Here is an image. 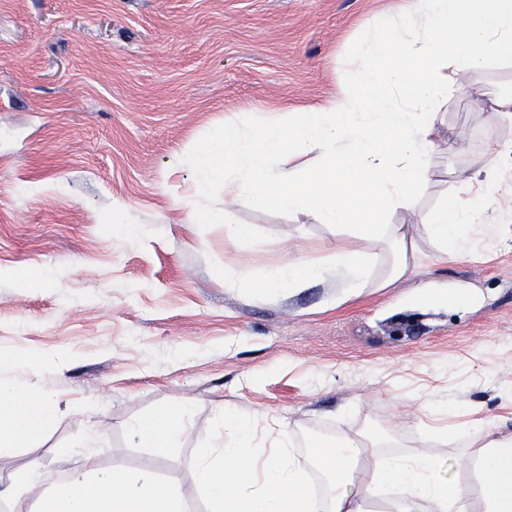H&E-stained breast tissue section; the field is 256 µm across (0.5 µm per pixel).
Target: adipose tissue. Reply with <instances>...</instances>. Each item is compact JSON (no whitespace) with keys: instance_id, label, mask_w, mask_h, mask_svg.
Returning <instances> with one entry per match:
<instances>
[{"instance_id":"adipose-tissue-1","label":"adipose tissue","mask_w":512,"mask_h":512,"mask_svg":"<svg viewBox=\"0 0 512 512\" xmlns=\"http://www.w3.org/2000/svg\"><path fill=\"white\" fill-rule=\"evenodd\" d=\"M511 60L512 0H411L399 20L376 26L356 44L348 81L324 103L273 114L246 132L228 122L189 146L173 161L194 174L188 204L198 218L223 224L225 238L245 247L252 243L245 225L224 223L209 207L218 191L228 206L275 208L336 228L338 242L327 256L291 257L258 271L245 266L225 286L294 293L332 278L342 302L365 288L417 279L424 299L465 304V290L425 280L419 243L427 241L444 256L468 254L477 244L498 250L493 230L475 242L468 229L490 215L512 220V208L501 206L503 175L512 171V141L492 142L475 171L459 155L461 189L420 214L421 239L387 217L410 208L430 174L440 106L465 92V75ZM19 365L0 357V458L27 447L59 415L53 395L16 384ZM187 411L173 406L133 425V445L167 454L185 429ZM217 428L221 442L203 449L197 466L207 512H372L377 498L387 500V512H512V430L506 418L486 416L478 407L470 428L437 433L461 443L457 464L471 474L467 485L449 474L441 458L380 456L393 441L388 431L316 442L305 462L285 423L266 442L249 417L227 409L218 412ZM359 455L369 476L358 484L352 460ZM312 470L320 486L309 481ZM0 501L10 503L12 512L196 509L177 483L150 472L97 467L90 453L83 470L64 480L32 469L0 482Z\"/></svg>"}]
</instances>
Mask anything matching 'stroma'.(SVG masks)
Wrapping results in <instances>:
<instances>
[{"instance_id":"35a3bbf8","label":"stroma","mask_w":512,"mask_h":512,"mask_svg":"<svg viewBox=\"0 0 512 512\" xmlns=\"http://www.w3.org/2000/svg\"><path fill=\"white\" fill-rule=\"evenodd\" d=\"M405 0H0V353L35 364L18 382L49 391L62 413L0 473L58 459L94 434L100 466L154 473L200 502L195 461L222 408L248 412L259 437L284 419L307 458L322 439L360 426L387 430L402 454L452 460L417 419L472 408L512 414V222L502 246L430 263L428 276L471 293L460 309L428 305L415 283L369 288L340 306L316 284L296 295L224 285L261 268L327 253L336 229L241 206L244 248L220 224H196L183 199L193 175L171 169L186 145L224 121L328 99L351 53ZM441 107L438 152L415 223L454 187L458 150L480 165L489 143L512 139L488 101L512 93V66L467 80ZM147 226L140 242L125 223ZM45 274L28 287L22 272ZM63 353L56 372L39 356ZM261 376L248 380L251 371ZM190 401L192 427L160 456L132 447L128 423Z\"/></svg>"}]
</instances>
